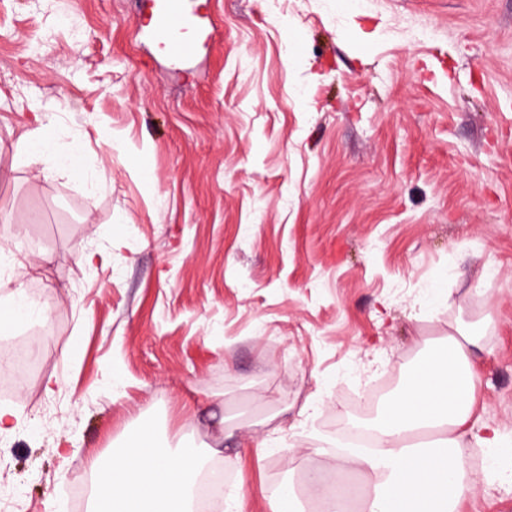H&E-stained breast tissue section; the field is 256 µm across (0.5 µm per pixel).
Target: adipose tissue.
<instances>
[{
  "label": "adipose tissue",
  "instance_id": "1",
  "mask_svg": "<svg viewBox=\"0 0 512 512\" xmlns=\"http://www.w3.org/2000/svg\"><path fill=\"white\" fill-rule=\"evenodd\" d=\"M20 151L48 158L47 174L65 169L82 176V147L54 152L46 126L24 136ZM481 336L462 328L415 371L408 389L383 411L378 450L360 462L378 476L364 512H458L461 501L495 468L475 471L464 435L474 416L478 375L472 357ZM200 461L190 451L173 455L142 430L129 433L105 466L92 465L89 512H192V476Z\"/></svg>",
  "mask_w": 512,
  "mask_h": 512
}]
</instances>
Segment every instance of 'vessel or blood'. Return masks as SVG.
<instances>
[{
    "instance_id": "obj_1",
    "label": "vessel or blood",
    "mask_w": 512,
    "mask_h": 512,
    "mask_svg": "<svg viewBox=\"0 0 512 512\" xmlns=\"http://www.w3.org/2000/svg\"><path fill=\"white\" fill-rule=\"evenodd\" d=\"M202 19L189 10L186 0H153L143 18V28L173 57L193 59L199 49L197 41L187 34L202 29Z\"/></svg>"
}]
</instances>
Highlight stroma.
<instances>
[{"instance_id": "35a3bbf8", "label": "stroma", "mask_w": 512, "mask_h": 512, "mask_svg": "<svg viewBox=\"0 0 512 512\" xmlns=\"http://www.w3.org/2000/svg\"><path fill=\"white\" fill-rule=\"evenodd\" d=\"M188 3L215 28L180 68L138 28L148 0H0V254L25 264L0 303L22 286L47 314L0 319L34 357L0 368V496L87 512L91 461L147 423L222 438L205 464L243 512L287 486L314 512L340 428L459 324L475 413L511 435L512 0ZM41 109L84 178L19 156ZM460 512H512V481Z\"/></svg>"}]
</instances>
